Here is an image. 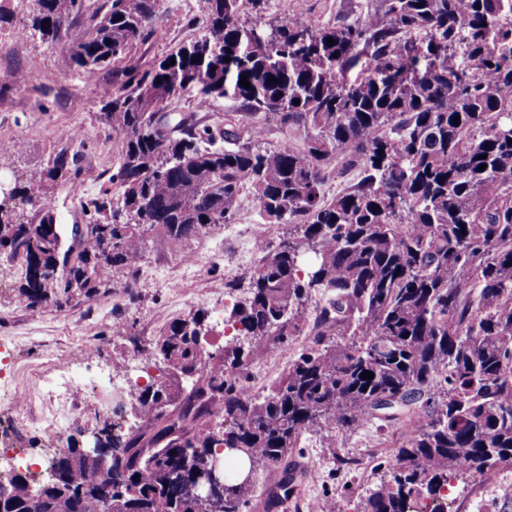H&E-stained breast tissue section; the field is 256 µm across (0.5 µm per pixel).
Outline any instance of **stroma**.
Listing matches in <instances>:
<instances>
[{
	"label": "stroma",
	"instance_id": "1",
	"mask_svg": "<svg viewBox=\"0 0 512 512\" xmlns=\"http://www.w3.org/2000/svg\"><path fill=\"white\" fill-rule=\"evenodd\" d=\"M368 0H269L267 15L282 19L303 14L315 26L352 19ZM34 8V0H12L8 23L0 34L11 36L0 46V183L10 184L15 175L46 167L64 150H76L84 196L97 195L107 185L116 166L120 147L105 135L98 114L99 90L120 84L112 69L87 78L78 68L64 67L63 49L33 35H20ZM206 12L204 0H165L159 18V39L135 44L126 63L142 66L198 40L203 29L198 20ZM80 130V146H72L68 134ZM278 238L281 227L264 224L249 192H242L233 223L216 224L187 247L197 253L193 266L180 262L176 251H147L134 276L117 273L110 284L88 299L66 307L28 306L12 278L0 280V356L13 372L19 390L69 369L76 381L94 383L95 389L68 427L48 416V404L27 403L15 410L0 405V436L25 449L15 470H45L51 451L66 442L87 447L92 432L102 427L125 385L127 360L137 348L151 344L172 319L204 311L206 341L210 349L224 344L223 313L246 287L258 260L242 257L240 247L256 229ZM291 353H274L250 360L244 367L257 396H265L282 376ZM402 437L394 423L372 419L358 430L340 432L335 447L323 434L305 435L296 453L315 473L287 512H315L317 501L336 499L343 512H359L363 501L387 477L383 463ZM356 459L353 469H343V458ZM451 512H512V468L496 469L481 478L460 476L447 486Z\"/></svg>",
	"mask_w": 512,
	"mask_h": 512
}]
</instances>
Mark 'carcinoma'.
Returning <instances> with one entry per match:
<instances>
[{
    "label": "carcinoma",
    "instance_id": "carcinoma-1",
    "mask_svg": "<svg viewBox=\"0 0 512 512\" xmlns=\"http://www.w3.org/2000/svg\"><path fill=\"white\" fill-rule=\"evenodd\" d=\"M162 2L104 0L91 11L87 0H36L22 30L92 76L161 36ZM266 4L207 0L202 38L126 69L100 94L121 157L69 240L48 196L79 182L77 155L0 189L3 273L20 272L33 307L88 297L115 272L134 273L147 249L231 223L245 187L264 223L288 225L277 245L260 240L223 348L203 347V314L172 320L140 348L168 375L129 392L136 429L117 434L104 421L97 452L67 444L32 492L11 475L0 512H276L304 435L355 430L379 411L407 434L361 512H410L452 477L512 467V0H373L320 27L300 14L268 22ZM461 41L467 70L454 62ZM186 95L237 111L222 127L192 112L156 116ZM272 126L285 139L267 147ZM344 169L356 182L327 196ZM298 336L308 347L270 392L247 391L245 362ZM215 455L234 465L201 503L193 487ZM245 464L272 476L257 506L255 481L238 476Z\"/></svg>",
    "mask_w": 512,
    "mask_h": 512
}]
</instances>
